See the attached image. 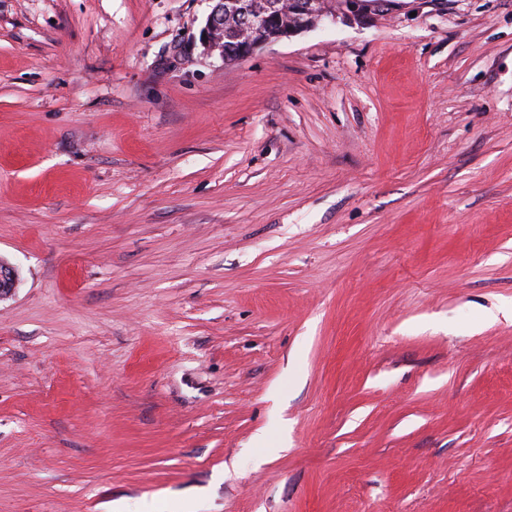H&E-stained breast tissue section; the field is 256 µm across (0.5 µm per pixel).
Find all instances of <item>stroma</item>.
Returning a JSON list of instances; mask_svg holds the SVG:
<instances>
[{
  "label": "stroma",
  "mask_w": 512,
  "mask_h": 512,
  "mask_svg": "<svg viewBox=\"0 0 512 512\" xmlns=\"http://www.w3.org/2000/svg\"><path fill=\"white\" fill-rule=\"evenodd\" d=\"M210 8L0 0V512H512V0ZM210 1L213 2V6L199 32V43L208 55L218 51V55L223 62L224 56H226L227 63L225 66H229L239 60L236 55H231L230 51L234 52L235 48L230 46L236 44L232 38L242 16L240 13L224 10V5H226L224 0ZM271 12L254 13L244 19L236 32L239 58L251 55L266 43L311 29L323 23H336V20H353L367 23L375 14L366 11L362 4L376 5L392 0H347L339 12L325 13L318 10L317 0H275Z\"/></svg>",
  "instance_id": "stroma-1"
}]
</instances>
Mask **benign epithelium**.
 <instances>
[{
	"label": "benign epithelium",
	"instance_id": "benign-epithelium-1",
	"mask_svg": "<svg viewBox=\"0 0 512 512\" xmlns=\"http://www.w3.org/2000/svg\"><path fill=\"white\" fill-rule=\"evenodd\" d=\"M213 6L199 32V43L206 54L224 57V0H211ZM319 0H276L272 11L254 13L244 19L236 32L239 58L251 55L266 43L290 37L319 24L337 19L367 23L375 15L362 7V0H346L339 12L318 10ZM18 280L16 269L0 260V298L11 293Z\"/></svg>",
	"mask_w": 512,
	"mask_h": 512
}]
</instances>
